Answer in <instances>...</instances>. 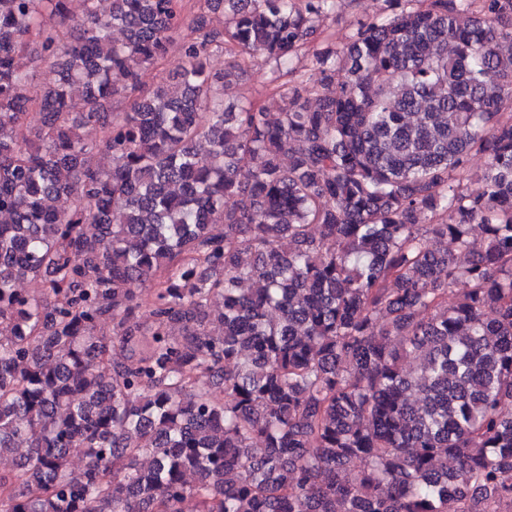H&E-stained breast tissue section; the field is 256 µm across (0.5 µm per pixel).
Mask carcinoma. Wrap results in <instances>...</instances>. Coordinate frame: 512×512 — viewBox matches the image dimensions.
I'll use <instances>...</instances> for the list:
<instances>
[{"label": "carcinoma", "mask_w": 512, "mask_h": 512, "mask_svg": "<svg viewBox=\"0 0 512 512\" xmlns=\"http://www.w3.org/2000/svg\"><path fill=\"white\" fill-rule=\"evenodd\" d=\"M68 2L0 0V512L512 507V0H384L276 112L210 47L282 66L337 0ZM182 39L176 37L168 46L167 53L163 60L155 67L149 68L142 73V82L145 86H153L162 79L178 70L184 63L182 54Z\"/></svg>", "instance_id": "1"}]
</instances>
